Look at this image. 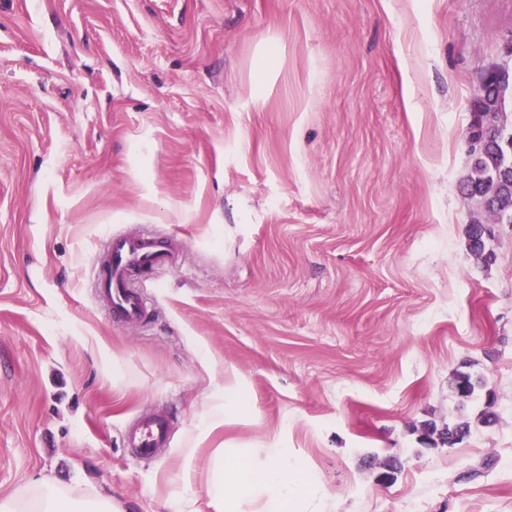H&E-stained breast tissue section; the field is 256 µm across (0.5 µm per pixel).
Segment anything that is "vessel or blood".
<instances>
[{"instance_id": "1", "label": "vessel or blood", "mask_w": 512, "mask_h": 512, "mask_svg": "<svg viewBox=\"0 0 512 512\" xmlns=\"http://www.w3.org/2000/svg\"><path fill=\"white\" fill-rule=\"evenodd\" d=\"M170 256V247L151 237L136 241L110 238L107 259L98 277V289L102 301L111 310L116 322L139 323L147 311V303L142 294L130 286L131 272L162 265ZM168 434V418L156 415L141 420L129 432L128 444L140 456L151 458L160 448L167 446Z\"/></svg>"}]
</instances>
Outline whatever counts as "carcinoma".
Masks as SVG:
<instances>
[{
	"mask_svg": "<svg viewBox=\"0 0 512 512\" xmlns=\"http://www.w3.org/2000/svg\"><path fill=\"white\" fill-rule=\"evenodd\" d=\"M487 87L488 93L479 102V116L468 134L475 173L470 197L477 199L499 222L512 224V127L505 119V94L512 87V70L497 69ZM469 248L478 260L486 262L491 258L486 252L484 228L478 224L471 228ZM467 431V423H458L440 432V439L453 445Z\"/></svg>",
	"mask_w": 512,
	"mask_h": 512,
	"instance_id": "carcinoma-1",
	"label": "carcinoma"
}]
</instances>
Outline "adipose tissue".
Returning <instances> with one entry per match:
<instances>
[{
	"instance_id": "obj_1",
	"label": "adipose tissue",
	"mask_w": 512,
	"mask_h": 512,
	"mask_svg": "<svg viewBox=\"0 0 512 512\" xmlns=\"http://www.w3.org/2000/svg\"><path fill=\"white\" fill-rule=\"evenodd\" d=\"M210 495L224 512H238L242 500L260 504L259 512H287L289 502L308 498L307 475L300 463L269 451L264 463L230 461L217 466ZM0 512H118L110 499L94 492L74 494L59 483L41 479L0 498Z\"/></svg>"
}]
</instances>
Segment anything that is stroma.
I'll return each mask as SVG.
<instances>
[{"mask_svg": "<svg viewBox=\"0 0 512 512\" xmlns=\"http://www.w3.org/2000/svg\"><path fill=\"white\" fill-rule=\"evenodd\" d=\"M511 44L512 0H0V497L215 512L219 452L274 448L304 512H512V224L466 189ZM115 234L174 249L136 325L95 290ZM169 420L156 415L141 420L137 427L128 433V445L142 457H154L160 448L168 444ZM1 512H119L112 500L94 492L75 495L48 479L0 498Z\"/></svg>", "mask_w": 512, "mask_h": 512, "instance_id": "1", "label": "stroma"}]
</instances>
